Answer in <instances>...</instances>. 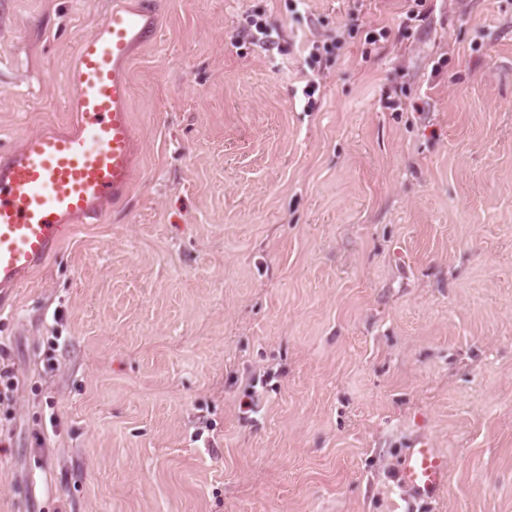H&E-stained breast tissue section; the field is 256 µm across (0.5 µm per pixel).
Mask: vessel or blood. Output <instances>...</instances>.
Returning a JSON list of instances; mask_svg holds the SVG:
<instances>
[{
	"label": "vessel or blood",
	"mask_w": 512,
	"mask_h": 512,
	"mask_svg": "<svg viewBox=\"0 0 512 512\" xmlns=\"http://www.w3.org/2000/svg\"><path fill=\"white\" fill-rule=\"evenodd\" d=\"M156 16L154 0H116L65 73L76 131L32 133L0 148V301L57 252L69 225L101 218L128 195L137 133L127 66L155 39ZM396 483L406 498H435L448 485L444 456L424 441L405 449Z\"/></svg>",
	"instance_id": "1"
}]
</instances>
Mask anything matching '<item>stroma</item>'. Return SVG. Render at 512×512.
<instances>
[{
    "mask_svg": "<svg viewBox=\"0 0 512 512\" xmlns=\"http://www.w3.org/2000/svg\"><path fill=\"white\" fill-rule=\"evenodd\" d=\"M114 2L0 0V146ZM412 7L159 0L129 196L0 307V512H512V0ZM417 446L405 449L396 483L406 498L428 500L448 486V466L437 448L425 441Z\"/></svg>",
    "mask_w": 512,
    "mask_h": 512,
    "instance_id": "obj_1",
    "label": "stroma"
}]
</instances>
